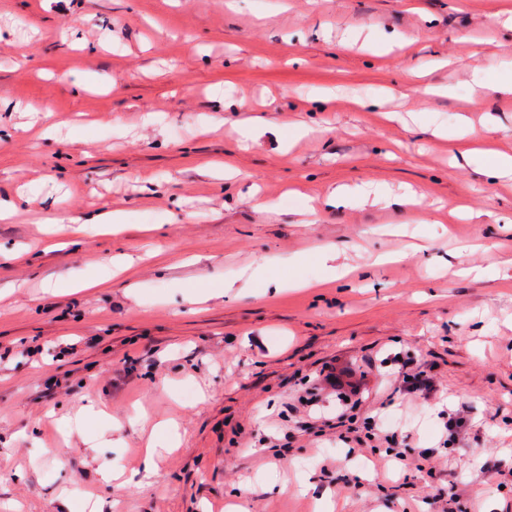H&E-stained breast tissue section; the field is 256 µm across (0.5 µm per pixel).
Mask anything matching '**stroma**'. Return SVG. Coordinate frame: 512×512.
<instances>
[{"instance_id":"35a3bbf8","label":"stroma","mask_w":512,"mask_h":512,"mask_svg":"<svg viewBox=\"0 0 512 512\" xmlns=\"http://www.w3.org/2000/svg\"><path fill=\"white\" fill-rule=\"evenodd\" d=\"M511 3L0 0V188L25 201L0 221V512H434L452 479L471 487L459 512H512V481L480 479L512 470V174L472 152L512 156V93L471 81L477 62L512 72ZM384 252L404 258L374 265ZM202 277L213 291L185 303ZM394 354L433 366L437 399L389 393ZM341 366L362 386L354 427L395 418L407 463L348 454L335 396L300 404ZM462 401L470 437L448 452L441 415ZM90 406L96 430L66 428ZM155 423L178 436L145 475ZM426 454L447 459L432 478Z\"/></svg>"}]
</instances>
